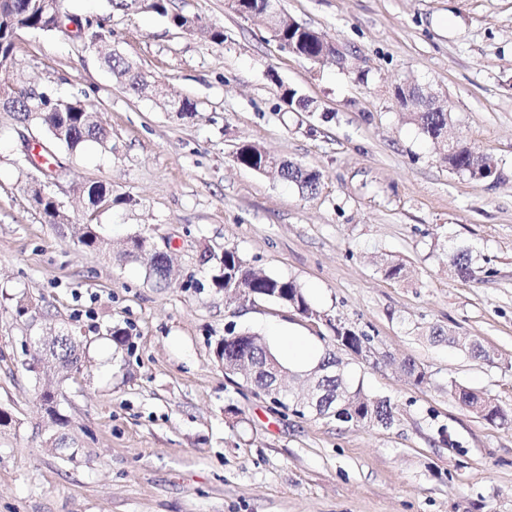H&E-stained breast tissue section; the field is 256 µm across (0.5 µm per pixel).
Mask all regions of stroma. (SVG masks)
<instances>
[{"mask_svg": "<svg viewBox=\"0 0 512 512\" xmlns=\"http://www.w3.org/2000/svg\"><path fill=\"white\" fill-rule=\"evenodd\" d=\"M172 4L223 29V44L145 10L60 0L62 13L104 21L114 48L158 81L156 97L117 84L73 32L15 41L14 69L83 100L110 141L57 150L51 191L72 223L60 232L31 202L21 125L0 111V409L12 417L0 427V512H512V424L486 422L455 392L512 409V0H280L336 43L343 67L282 51L227 0ZM280 81L313 111L283 103ZM403 83L446 96L449 138L492 156L493 177L449 170L397 105ZM167 97L190 99L196 115L167 111ZM244 143L319 171L318 193L237 164ZM83 180L112 187L97 218L105 236L144 234L172 256L168 287L79 243L85 216L69 190ZM207 247L295 280L325 321L226 300L200 259ZM465 249L477 280L448 272ZM390 256L408 279L384 275ZM330 318L369 336L370 357H341L394 403L391 426L298 416L215 357L228 330H250L301 372L289 337L335 349ZM48 325L86 347L79 371L52 379L75 440L57 451L27 369ZM433 326L495 360L429 342ZM407 358L427 383L402 375Z\"/></svg>", "mask_w": 512, "mask_h": 512, "instance_id": "stroma-1", "label": "stroma"}]
</instances>
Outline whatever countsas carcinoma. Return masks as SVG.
<instances>
[{
    "label": "carcinoma",
    "instance_id": "carcinoma-1",
    "mask_svg": "<svg viewBox=\"0 0 512 512\" xmlns=\"http://www.w3.org/2000/svg\"><path fill=\"white\" fill-rule=\"evenodd\" d=\"M114 11L130 12L151 9L152 12L164 18L168 24L178 30L198 35L205 40L216 44L224 42V32L202 23L197 17H190L174 10L171 0H108ZM55 23L51 11L44 7V0H4L0 3V59L13 52L14 35L21 29L50 30ZM319 31L298 21L286 24L279 30L281 39L301 55H314L321 51L323 43L318 38ZM106 65L113 77L126 90L137 95L149 90L147 82L151 76L141 72L139 68L117 50L112 49L103 53ZM44 108L38 115L25 111L26 101L31 96L30 88L20 78L11 74V69L0 65V103L4 111L12 112L21 123L34 125L42 129L47 138L56 145L74 152L89 142L104 143L108 139V131L102 121L97 119L88 107L79 99H64L62 106H57L61 96L48 88L41 90ZM282 97L288 99V107L294 110L307 111L312 101L298 94L293 88L282 90ZM408 120L416 125L421 132L433 143L441 159L448 164L454 172L467 174L472 178L490 176L494 160L480 154L466 145L459 146L458 150L448 153V147L442 145L444 130L449 122L447 112H410ZM236 162L247 169H262V173H274L281 180L295 185L302 195L313 196L318 191L320 173L316 170L290 160L270 158L264 160L263 155L256 152V146L243 144L235 153ZM32 202L39 210L48 224L62 229L65 227L68 215L64 206L50 193H42L38 189L32 190ZM96 213L88 210V224L84 225L80 236V243L94 251L108 253L121 261L140 262L145 266L148 277L155 279L156 283H168L171 267L167 266L162 256L148 254L142 248L140 239L131 236L123 242L112 243L101 236L92 221ZM204 261L211 264V279L214 287L224 291L227 295L241 294L245 297L272 298L275 302L297 310L308 318L321 316L308 301L303 289L292 279L283 278L273 274H260L256 272L234 248H224L221 254L212 252L203 253ZM450 271L462 280H473L477 276V268L472 264L470 255L466 250H459L449 258ZM340 339L336 340L343 350L351 352L359 350L366 337L340 326L336 328ZM241 335L249 337L246 344L236 348L235 334L224 337L225 358H236L245 354H252L258 358L256 368L250 379L254 389L265 393L266 377L261 367L267 359L274 357L266 340L262 336L252 337V332L243 331ZM430 341L448 342L468 352L471 356L485 361L494 360L493 353L484 344L466 337L450 336L443 329L432 327L429 330ZM43 358L49 365H59L66 368L79 369L82 359L83 344L75 338L62 333L57 336L50 335L39 343ZM327 400L329 407L324 409L328 413L332 410L342 417L344 422L354 424L372 423L381 426L392 424L396 408L390 400L372 396L364 391L362 384H354L346 371H341L333 378L326 379ZM269 398L273 403L292 410L293 413L303 416L307 409L303 406V399L283 391L271 394ZM460 402L484 420L502 425L512 424V411H507L492 399L473 389H458ZM46 413L52 424L58 427L67 425L68 420L60 413L59 398L45 397Z\"/></svg>",
    "mask_w": 512,
    "mask_h": 512
}]
</instances>
